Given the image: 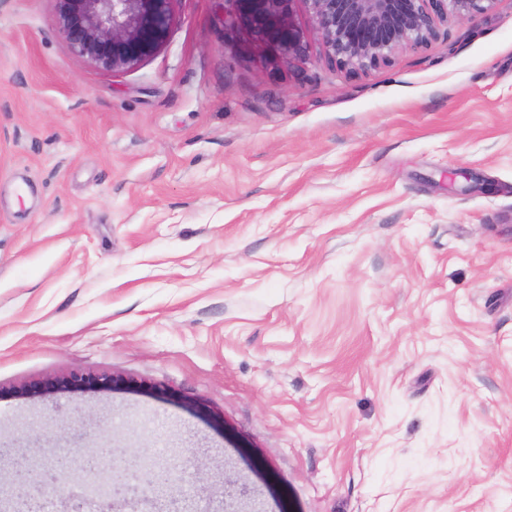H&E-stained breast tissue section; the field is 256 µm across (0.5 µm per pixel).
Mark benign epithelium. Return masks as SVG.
I'll list each match as a JSON object with an SVG mask.
<instances>
[{
	"instance_id": "1",
	"label": "benign epithelium",
	"mask_w": 512,
	"mask_h": 512,
	"mask_svg": "<svg viewBox=\"0 0 512 512\" xmlns=\"http://www.w3.org/2000/svg\"><path fill=\"white\" fill-rule=\"evenodd\" d=\"M302 2L321 39L326 63L347 75L390 65L403 49L428 47L442 26L470 20L492 10L496 0H224V26L242 28L250 45L285 58L304 57L307 43L294 20V4ZM56 23L71 50L97 66L124 74L153 57L167 41L174 0H56ZM124 384L111 376L74 373L61 384L46 382L32 392L40 396L61 387L107 389ZM114 462L112 449L85 456L76 463L65 455L51 459L24 456L13 462V492L19 498L52 471L78 466L82 491L68 487L58 495L78 501L72 512L104 505L119 493L103 476ZM142 473L145 483L127 488L131 501L165 494L174 484V466L146 467L139 457L125 460Z\"/></svg>"
}]
</instances>
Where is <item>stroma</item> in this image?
<instances>
[{"label":"stroma","instance_id":"1","mask_svg":"<svg viewBox=\"0 0 512 512\" xmlns=\"http://www.w3.org/2000/svg\"><path fill=\"white\" fill-rule=\"evenodd\" d=\"M56 7L0 0V492L37 437L192 512H512V0L356 76L300 2L305 59L174 0L117 77ZM74 372L132 386L26 393ZM127 470H133L134 473H142L146 477L144 484L140 483L136 487L127 488V493L131 494V503L134 504L140 499H149L165 494L172 489L174 484V466L162 465L157 468H147L141 459L137 456L125 460Z\"/></svg>","mask_w":512,"mask_h":512}]
</instances>
